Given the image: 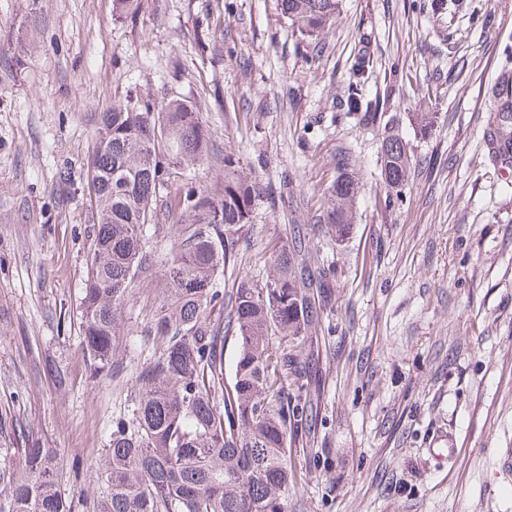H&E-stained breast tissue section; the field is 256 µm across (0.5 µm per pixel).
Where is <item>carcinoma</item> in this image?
I'll list each match as a JSON object with an SVG mask.
<instances>
[{
	"label": "carcinoma",
	"mask_w": 512,
	"mask_h": 512,
	"mask_svg": "<svg viewBox=\"0 0 512 512\" xmlns=\"http://www.w3.org/2000/svg\"><path fill=\"white\" fill-rule=\"evenodd\" d=\"M340 0H278L299 35L317 37L336 19ZM140 0H113L119 18H132ZM366 56L351 68L347 110L362 106ZM497 107L485 131L491 159L512 167V100L495 90ZM209 130L189 101L172 99L159 112L116 101L103 113L89 160L98 230L82 298L83 348L105 368L119 335L117 312L135 283L150 275L143 228L179 210L177 238L164 264L168 288L152 332L159 353L137 377L129 418L112 422L100 480L99 512H285L283 496L296 481L290 464L293 432L308 409L288 388V373L306 372L299 353L308 328L328 306L332 268L320 263L312 238L292 225L290 240L268 261L259 282L238 277L216 288L224 272L240 269L243 229L262 207L286 206L290 183L275 187L246 174L224 156V182L214 189L174 188L184 170L209 156ZM390 187L408 181L402 140L381 144ZM359 179L350 159L336 161L316 223L342 241L352 224ZM236 353L224 371V343ZM22 463L0 468V512H70L57 482L50 448H19Z\"/></svg>",
	"instance_id": "1"
}]
</instances>
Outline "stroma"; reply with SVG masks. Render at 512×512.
Wrapping results in <instances>:
<instances>
[{
	"label": "stroma",
	"mask_w": 512,
	"mask_h": 512,
	"mask_svg": "<svg viewBox=\"0 0 512 512\" xmlns=\"http://www.w3.org/2000/svg\"><path fill=\"white\" fill-rule=\"evenodd\" d=\"M430 3L341 0L314 49L277 0H141L132 22L112 0H0V465L56 449L72 512L96 510L112 422L156 353L175 237L168 221L147 228L153 272L96 369L80 327L97 229L87 161L113 102L183 98L211 134L196 186L222 181L228 154L292 183L287 207L246 226L245 272L265 278L293 224L335 271L300 355L309 370L288 379L313 414L286 512H512L497 464L512 448V186L484 142L492 87L512 75V0H448L439 16ZM362 50L364 98L385 102L375 115L343 104ZM389 129L412 160L398 189L381 177ZM341 154L360 190L340 242L315 217ZM448 434L455 456L432 457Z\"/></svg>",
	"instance_id": "stroma-1"
}]
</instances>
